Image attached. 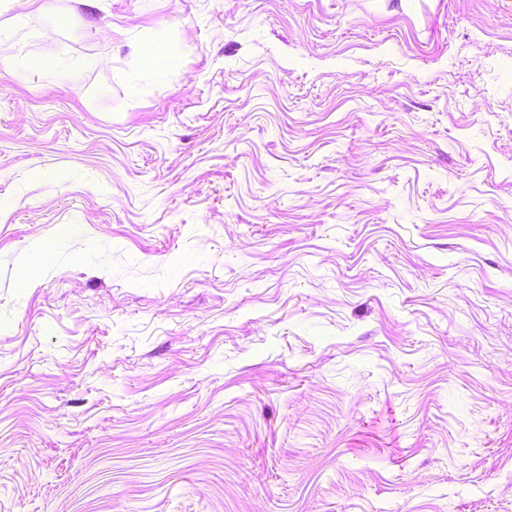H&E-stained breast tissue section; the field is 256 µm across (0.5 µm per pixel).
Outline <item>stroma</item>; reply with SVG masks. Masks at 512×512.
<instances>
[{
	"mask_svg": "<svg viewBox=\"0 0 512 512\" xmlns=\"http://www.w3.org/2000/svg\"><path fill=\"white\" fill-rule=\"evenodd\" d=\"M1 26L0 512H512V0Z\"/></svg>",
	"mask_w": 512,
	"mask_h": 512,
	"instance_id": "1",
	"label": "stroma"
}]
</instances>
